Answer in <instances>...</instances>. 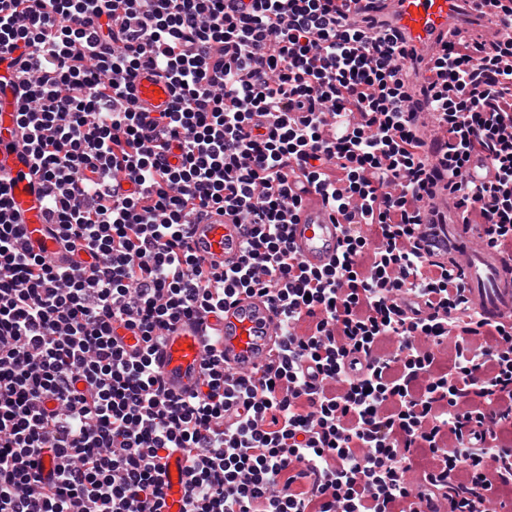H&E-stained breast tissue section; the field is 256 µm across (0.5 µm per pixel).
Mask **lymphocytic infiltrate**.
Here are the masks:
<instances>
[{
    "label": "lymphocytic infiltrate",
    "instance_id": "obj_1",
    "mask_svg": "<svg viewBox=\"0 0 512 512\" xmlns=\"http://www.w3.org/2000/svg\"><path fill=\"white\" fill-rule=\"evenodd\" d=\"M357 2L0 0V56L25 75L16 123L63 256L24 247L0 178V512H166L176 453L184 512H421L435 493L448 512H496L512 323L486 325L413 239L439 177L487 246H512V38L436 52L420 89L447 134L432 162L405 42L349 23ZM142 70L171 86L168 111L137 105ZM476 160L494 182L470 177ZM311 190L346 226L324 269L289 235ZM214 209L243 226L223 271L188 236ZM256 294L282 332L274 361L235 377L214 352L196 392L169 393L165 330ZM414 448L433 460L423 492Z\"/></svg>",
    "mask_w": 512,
    "mask_h": 512
}]
</instances>
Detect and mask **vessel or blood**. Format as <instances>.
<instances>
[{"label":"vessel or blood","instance_id":"obj_1","mask_svg":"<svg viewBox=\"0 0 512 512\" xmlns=\"http://www.w3.org/2000/svg\"><path fill=\"white\" fill-rule=\"evenodd\" d=\"M373 14L381 26L400 31L414 48L416 56L407 61L404 72L409 87L415 90L426 79L429 61L443 41L475 40L490 48L507 34L496 21L494 0H375ZM19 90L17 72L0 65V175L11 182L14 208L23 219L28 239L41 242L50 253L56 245L42 233L45 218L39 186L15 133L16 115L23 106ZM133 93L139 105L153 112L164 111L172 99L169 86L147 71L135 77ZM416 118L420 128L427 131L424 150L428 156H435L446 139L445 130L431 112L418 110ZM290 232L298 256L315 269L332 264L344 244L342 225L314 192L308 195ZM189 236L194 252L208 265L221 270L238 263L242 228L233 217L209 213L190 225ZM415 243L431 261L460 275L468 298L483 320L512 321V248L496 250L478 242L446 180L436 181L429 188ZM274 322L271 304L259 296L239 297L218 317L176 322L157 354L168 387L182 395L197 389L212 336L218 339L216 348L228 373L247 375L263 367L281 343ZM167 469V512H181V460L170 457Z\"/></svg>","mask_w":512,"mask_h":512}]
</instances>
